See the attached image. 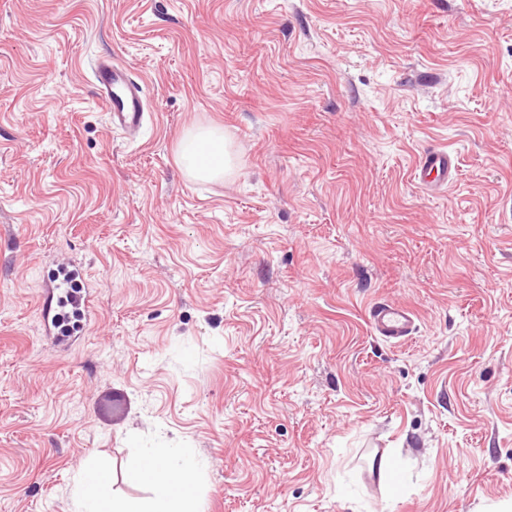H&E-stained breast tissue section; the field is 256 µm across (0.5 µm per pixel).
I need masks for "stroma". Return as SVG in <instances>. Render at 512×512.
Segmentation results:
<instances>
[{"instance_id": "stroma-1", "label": "stroma", "mask_w": 512, "mask_h": 512, "mask_svg": "<svg viewBox=\"0 0 512 512\" xmlns=\"http://www.w3.org/2000/svg\"><path fill=\"white\" fill-rule=\"evenodd\" d=\"M212 124L234 169L189 180ZM60 261L95 303L63 353ZM378 301L417 332L376 336ZM185 445L201 512L512 503V0H0V512H76L96 465L145 497L126 459ZM92 75L112 127L137 134L145 123V103L141 87L128 68L102 58L93 65ZM177 164L189 178L213 181L232 170L224 128L200 126L187 131L177 147ZM456 171L455 156L441 146H432L418 158L415 176L428 188H439L448 184ZM417 319L411 309L400 304L376 302L369 309L372 329L390 341L401 342L413 336Z\"/></svg>"}]
</instances>
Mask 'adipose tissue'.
Instances as JSON below:
<instances>
[{
	"instance_id": "1",
	"label": "adipose tissue",
	"mask_w": 512,
	"mask_h": 512,
	"mask_svg": "<svg viewBox=\"0 0 512 512\" xmlns=\"http://www.w3.org/2000/svg\"><path fill=\"white\" fill-rule=\"evenodd\" d=\"M177 164L194 180L213 181L229 174L232 158L223 128L200 126L187 131L178 143ZM199 469L194 449L147 448L127 460L125 477L129 483L148 485L149 497L135 502L118 499L102 466L83 471L78 495L83 512H199L192 501Z\"/></svg>"
}]
</instances>
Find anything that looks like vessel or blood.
Here are the masks:
<instances>
[{"label": "vessel or blood", "instance_id": "1", "mask_svg": "<svg viewBox=\"0 0 512 512\" xmlns=\"http://www.w3.org/2000/svg\"><path fill=\"white\" fill-rule=\"evenodd\" d=\"M98 98L113 128L126 134H137L145 123V103L140 85L124 65L112 59L98 60L92 69ZM456 171L455 157L447 149L433 146L418 158L415 175L429 188L447 185ZM417 316L406 306L388 302L374 303L369 309L372 329L385 339L401 342L413 336Z\"/></svg>", "mask_w": 512, "mask_h": 512}]
</instances>
